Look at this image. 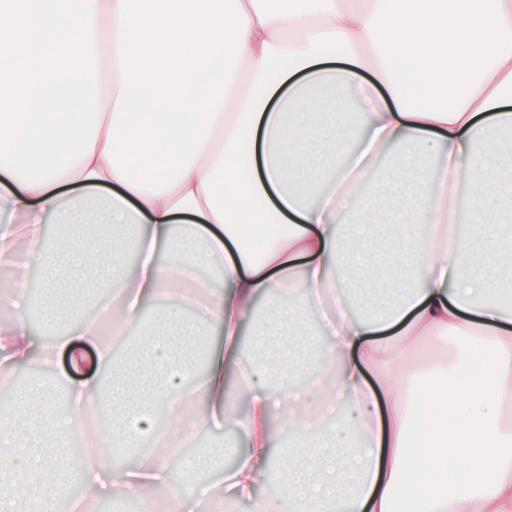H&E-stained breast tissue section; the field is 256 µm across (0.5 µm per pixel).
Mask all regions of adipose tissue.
<instances>
[{
  "instance_id": "ef3b65f1",
  "label": "adipose tissue",
  "mask_w": 512,
  "mask_h": 512,
  "mask_svg": "<svg viewBox=\"0 0 512 512\" xmlns=\"http://www.w3.org/2000/svg\"><path fill=\"white\" fill-rule=\"evenodd\" d=\"M239 2L247 75L222 108L233 133L209 136L171 189L126 187L103 154L121 86L112 27L92 151L31 189L0 171V208L22 219L0 225V260L25 237L54 289L44 339L24 321L22 281L0 292L13 313L0 364L49 375L0 404V512H51L64 498L87 512L88 500L70 496L63 443L92 404L106 408L114 444L163 441L131 467L104 453L83 461L97 501L155 487L165 495L153 512H201L218 494L253 512H512V242L483 220L490 201L512 196L501 180L512 152L491 136L512 127V0H310L280 11ZM364 72L372 81L361 89ZM384 157L415 167L417 182L377 212ZM452 182L473 189V232L454 228ZM49 221L64 240L116 227L96 294L107 328L82 314L83 298L61 293L85 257L49 246ZM252 224L283 230L258 250ZM191 292L204 321L201 373L183 351L191 324L143 318L147 302L183 304ZM277 295L289 305L256 316ZM309 312L320 315L317 355L287 357L280 326ZM447 333L479 343L485 360L456 364L441 396L405 394L395 366L416 369L423 337ZM89 343L93 372L59 371L61 356L79 363ZM223 429L241 444L223 480L202 479V460L218 461L202 451L183 464L189 480L174 482L167 442ZM274 478L279 490L263 492Z\"/></svg>"
}]
</instances>
